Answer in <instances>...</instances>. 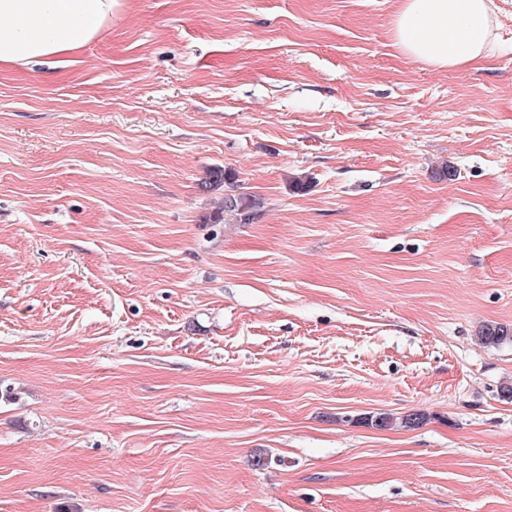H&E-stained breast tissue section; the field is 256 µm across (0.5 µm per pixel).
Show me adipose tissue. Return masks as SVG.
Listing matches in <instances>:
<instances>
[{
    "label": "adipose tissue",
    "instance_id": "obj_1",
    "mask_svg": "<svg viewBox=\"0 0 512 512\" xmlns=\"http://www.w3.org/2000/svg\"><path fill=\"white\" fill-rule=\"evenodd\" d=\"M118 0H0V67L74 55L112 23ZM491 0H400L392 35L409 58L441 68L484 60L494 41Z\"/></svg>",
    "mask_w": 512,
    "mask_h": 512
}]
</instances>
